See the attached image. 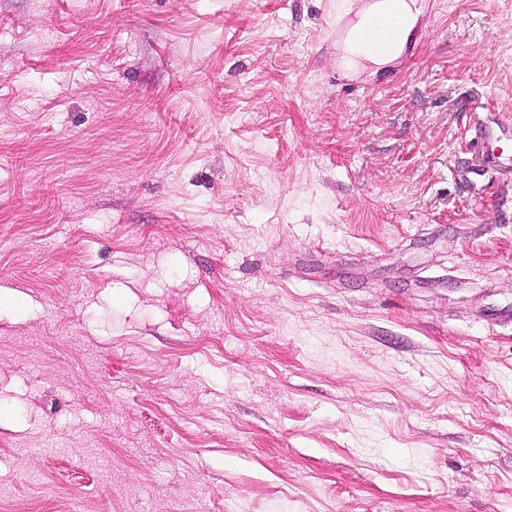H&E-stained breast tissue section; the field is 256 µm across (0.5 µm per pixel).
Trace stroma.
Segmentation results:
<instances>
[{
	"mask_svg": "<svg viewBox=\"0 0 512 512\" xmlns=\"http://www.w3.org/2000/svg\"><path fill=\"white\" fill-rule=\"evenodd\" d=\"M0 0V512H512V0ZM414 1L415 0H381L380 3L367 7L366 10L374 8V12L376 13L390 11L400 16L401 26L394 44L395 48L389 52L381 53L370 50L359 38H353L347 42V44H343L342 62L344 68L349 71H355L366 64L382 66L390 62L401 45L404 44L409 31L416 21L419 9L417 3ZM365 11L361 12L360 16H362ZM398 27L392 15L377 14L363 32V39L373 45L384 46L389 43Z\"/></svg>",
	"mask_w": 512,
	"mask_h": 512,
	"instance_id": "35a3bbf8",
	"label": "stroma"
}]
</instances>
